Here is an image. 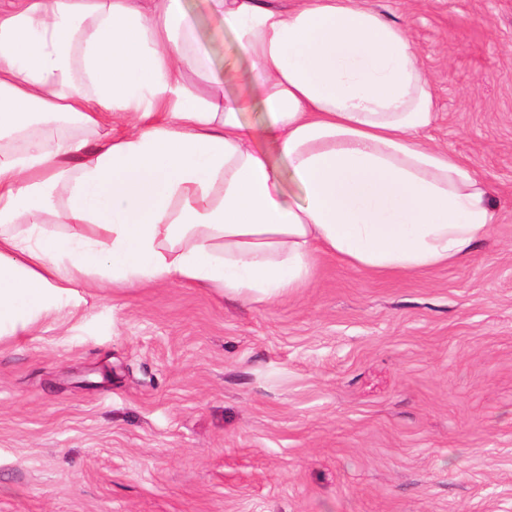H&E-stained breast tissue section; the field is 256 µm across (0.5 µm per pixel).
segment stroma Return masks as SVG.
Listing matches in <instances>:
<instances>
[{
    "instance_id": "stroma-1",
    "label": "stroma",
    "mask_w": 512,
    "mask_h": 512,
    "mask_svg": "<svg viewBox=\"0 0 512 512\" xmlns=\"http://www.w3.org/2000/svg\"><path fill=\"white\" fill-rule=\"evenodd\" d=\"M407 27L500 219L459 265L321 259L247 302L90 288L0 343V512H512V0H366Z\"/></svg>"
}]
</instances>
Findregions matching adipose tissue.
Returning a JSON list of instances; mask_svg holds the SVG:
<instances>
[{"label":"adipose tissue","instance_id":"adipose-tissue-1","mask_svg":"<svg viewBox=\"0 0 512 512\" xmlns=\"http://www.w3.org/2000/svg\"><path fill=\"white\" fill-rule=\"evenodd\" d=\"M207 6L236 45L220 72L182 0H0V342L103 280L262 302L322 255L405 273L491 238L487 185L423 140L406 28L365 0Z\"/></svg>","mask_w":512,"mask_h":512}]
</instances>
